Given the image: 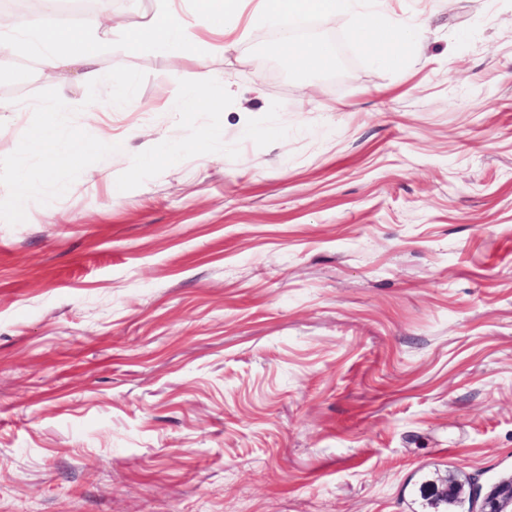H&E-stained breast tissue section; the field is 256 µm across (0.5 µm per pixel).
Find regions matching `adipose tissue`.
Wrapping results in <instances>:
<instances>
[{
	"label": "adipose tissue",
	"mask_w": 512,
	"mask_h": 512,
	"mask_svg": "<svg viewBox=\"0 0 512 512\" xmlns=\"http://www.w3.org/2000/svg\"><path fill=\"white\" fill-rule=\"evenodd\" d=\"M239 2L198 0L195 13L187 19L170 13L160 14L147 28L129 31L127 45L135 50L147 44L161 55L178 58L202 36L225 33L236 17ZM264 3L265 18L286 25L310 16L350 15L354 33L365 44L370 57L390 69L402 66L405 52L414 40V25L371 7L369 0H264ZM54 4L55 0H45L43 12L22 25L0 16V37H29L41 50L40 65L45 76H54L57 70L74 66L83 80L98 81L100 74L94 67V59L100 37L107 31L104 20L98 16L89 18L84 33L79 35L57 23ZM275 50L281 58L309 72H326L336 63L335 55L327 46L296 41L288 28L283 30Z\"/></svg>",
	"instance_id": "ef3b65f1"
}]
</instances>
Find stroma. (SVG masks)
<instances>
[{
	"instance_id": "1",
	"label": "stroma",
	"mask_w": 512,
	"mask_h": 512,
	"mask_svg": "<svg viewBox=\"0 0 512 512\" xmlns=\"http://www.w3.org/2000/svg\"><path fill=\"white\" fill-rule=\"evenodd\" d=\"M381 6L420 23L395 70L346 16L298 36L325 73L270 20L127 49L195 0H103L95 84L6 48L0 512H422L448 474L480 512L512 480V0ZM203 65L223 107L183 118ZM50 121L78 164L27 148ZM178 149L174 146L165 143H159L153 150L148 153L141 154L134 158L129 165V168L135 169L145 164H163L167 163L170 159L175 157Z\"/></svg>"
}]
</instances>
